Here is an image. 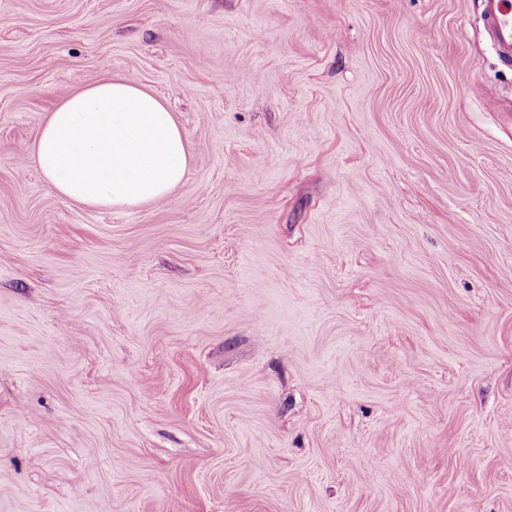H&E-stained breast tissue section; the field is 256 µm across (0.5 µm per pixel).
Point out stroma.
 Returning <instances> with one entry per match:
<instances>
[{
    "label": "stroma",
    "mask_w": 512,
    "mask_h": 512,
    "mask_svg": "<svg viewBox=\"0 0 512 512\" xmlns=\"http://www.w3.org/2000/svg\"><path fill=\"white\" fill-rule=\"evenodd\" d=\"M481 0H0V512H512V66ZM192 164L91 207L67 93ZM33 156L59 195L112 208L167 199L191 163L187 135L164 102L112 78L61 98Z\"/></svg>",
    "instance_id": "obj_1"
}]
</instances>
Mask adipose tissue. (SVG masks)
<instances>
[{
  "label": "adipose tissue",
  "instance_id": "ef3b65f1",
  "mask_svg": "<svg viewBox=\"0 0 512 512\" xmlns=\"http://www.w3.org/2000/svg\"><path fill=\"white\" fill-rule=\"evenodd\" d=\"M33 156L59 195L112 208L167 199L191 163L187 135L164 102L109 78L61 98Z\"/></svg>",
  "mask_w": 512,
  "mask_h": 512
}]
</instances>
